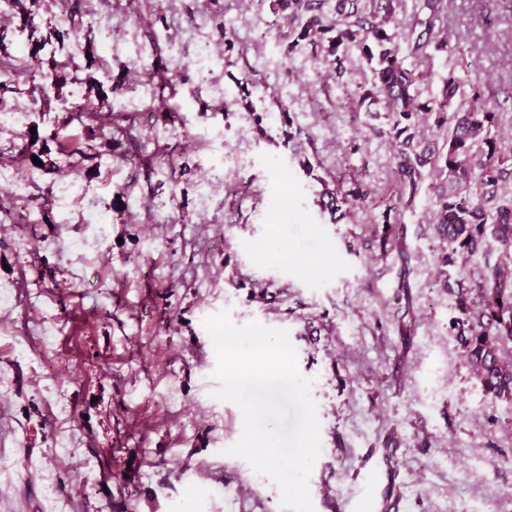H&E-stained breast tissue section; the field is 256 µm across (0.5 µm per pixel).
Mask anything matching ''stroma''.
Wrapping results in <instances>:
<instances>
[{"label": "stroma", "mask_w": 512, "mask_h": 512, "mask_svg": "<svg viewBox=\"0 0 512 512\" xmlns=\"http://www.w3.org/2000/svg\"><path fill=\"white\" fill-rule=\"evenodd\" d=\"M136 2L43 0L52 53L0 18V113L24 115L0 131V512H284L226 453L243 417L212 396L203 325L223 311L287 330L313 382L314 512H512V401L484 396L448 327L438 179L394 193L382 105L347 106L370 79L357 49L338 77L322 48H275L270 0ZM444 5L457 51L422 63L420 90L480 85L512 143V15ZM76 51L81 78L109 62L110 111L86 88L87 113L39 111L33 76Z\"/></svg>", "instance_id": "stroma-1"}]
</instances>
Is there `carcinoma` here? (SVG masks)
<instances>
[{"mask_svg":"<svg viewBox=\"0 0 512 512\" xmlns=\"http://www.w3.org/2000/svg\"><path fill=\"white\" fill-rule=\"evenodd\" d=\"M276 10L288 12V53L305 44L328 41L331 71H345V46L354 44L372 70L370 87L361 91L354 108L378 100L388 115L383 131L393 147L394 174L401 194L413 201L432 168L443 185L431 201V223L442 242L443 287L453 299L458 316L450 328L457 337L473 377L486 397L512 399V201L504 187L512 182V146L494 134L500 120L480 88L465 95L459 77L450 74L437 97L424 99L419 90L418 60L428 48L452 53L445 36L433 35L443 21V0H426L430 11L419 22L422 30L402 46L396 28L400 0H339L336 13L324 10L325 0H273ZM67 75L44 73L32 88L49 111L59 100ZM422 117L442 135V145L424 141L411 132ZM497 243L504 261L484 269L470 287L448 277V268L474 262Z\"/></svg>","mask_w":512,"mask_h":512,"instance_id":"1","label":"carcinoma"}]
</instances>
